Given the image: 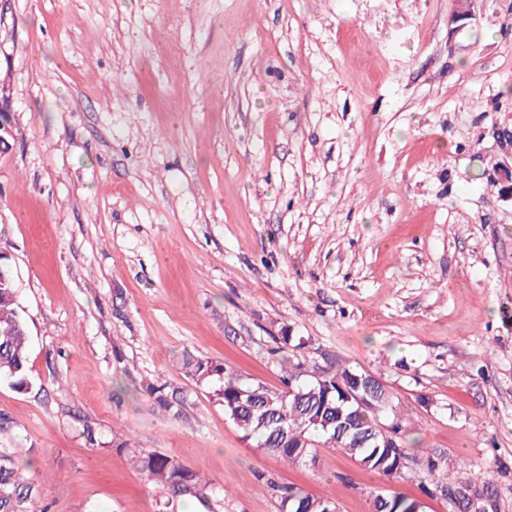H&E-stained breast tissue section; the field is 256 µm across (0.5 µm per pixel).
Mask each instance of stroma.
<instances>
[{
    "instance_id": "35a3bbf8",
    "label": "stroma",
    "mask_w": 512,
    "mask_h": 512,
    "mask_svg": "<svg viewBox=\"0 0 512 512\" xmlns=\"http://www.w3.org/2000/svg\"><path fill=\"white\" fill-rule=\"evenodd\" d=\"M0 0V250L18 273L32 387L0 384L2 448L37 512H279L265 481L370 512H450L422 478L335 448H257L183 353L282 390L289 364L378 376L415 453L494 473L512 512V0ZM182 388L180 417L146 383ZM97 433L89 444L84 426ZM132 441L116 448L114 437ZM154 451L211 482L164 502ZM13 132L10 96L5 88L0 89V156L7 155L13 149ZM423 504L418 499H412L403 495L377 494L373 497L372 512H423Z\"/></svg>"
}]
</instances>
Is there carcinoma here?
<instances>
[{"label": "carcinoma", "instance_id": "cac0c4a2", "mask_svg": "<svg viewBox=\"0 0 512 512\" xmlns=\"http://www.w3.org/2000/svg\"><path fill=\"white\" fill-rule=\"evenodd\" d=\"M30 332L23 315L11 258L0 255V382L16 391L31 388L28 368ZM183 369L198 386L211 387L231 420L256 446L297 464L315 459L316 444L339 448L367 470L389 479L425 474L437 490L458 487L471 481L450 477L448 463L434 452L413 454L399 437L402 416L393 406L392 393L375 375L334 363L302 380L300 365L284 371L285 389L275 392L260 382H249L228 370L224 363L189 353L180 359ZM360 383L364 400L349 401L339 384ZM157 407L177 416L184 400L183 390L168 384L145 385ZM388 414L393 434L383 437L376 430L377 418ZM22 454L16 448H0V512H34L39 486L22 471ZM136 466L154 483L167 500L206 498L209 483L197 473L166 456L139 451ZM278 493L281 512H336V502L313 496L296 487H283L266 480ZM372 512H423L418 499L403 495L377 494Z\"/></svg>", "mask_w": 512, "mask_h": 512}]
</instances>
